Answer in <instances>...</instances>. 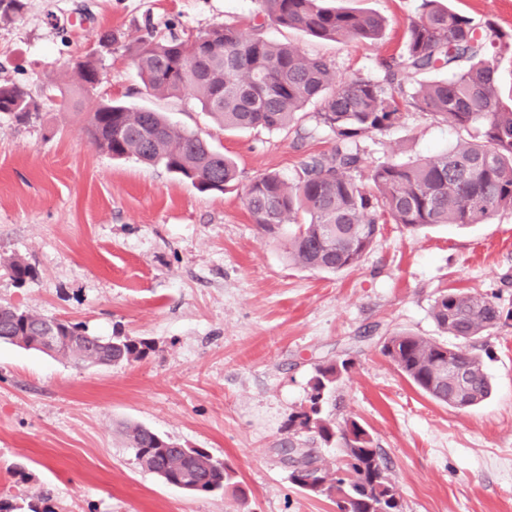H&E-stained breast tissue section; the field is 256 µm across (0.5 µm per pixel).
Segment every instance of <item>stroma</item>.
I'll return each mask as SVG.
<instances>
[{
  "label": "stroma",
  "instance_id": "1",
  "mask_svg": "<svg viewBox=\"0 0 512 512\" xmlns=\"http://www.w3.org/2000/svg\"><path fill=\"white\" fill-rule=\"evenodd\" d=\"M0 23V85L38 105L0 113V304L152 341L143 360L79 368L0 343V501L14 512H336L296 489L275 448L306 404L314 367H353L327 410L364 425L381 448L402 512H512V320L483 339L492 383L481 404L430 399L384 357L379 337L411 332L455 345L432 316L458 289L512 309V211L464 227L383 225L360 263L336 274L289 263L284 241L253 224L240 190L199 192L163 166L115 159L90 142L97 103L164 112L231 157L240 182L294 181L335 136L305 112L299 128L227 132L188 96L142 92L127 47L154 32L188 40L218 24H252L256 0H25ZM388 20L375 42H319L267 24L265 35L324 55L348 78L374 79L400 52L415 0H335ZM474 24L512 31V0H449ZM100 55L101 84L63 103L72 64ZM472 131L421 112L360 143L365 167L452 149ZM33 270L18 283L9 264ZM145 426L224 460L246 489L192 495L143 470L122 429Z\"/></svg>",
  "mask_w": 512,
  "mask_h": 512
}]
</instances>
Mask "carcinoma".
Here are the masks:
<instances>
[{"label": "carcinoma", "instance_id": "carcinoma-1", "mask_svg": "<svg viewBox=\"0 0 512 512\" xmlns=\"http://www.w3.org/2000/svg\"><path fill=\"white\" fill-rule=\"evenodd\" d=\"M260 23L247 28L218 25L186 42L150 33L129 47L145 91L152 96L195 98L226 131H280L315 107L317 123L331 130L336 145L301 165L288 183L276 173L255 177L245 186L243 202L253 223L276 239L288 230V260L314 270L336 273L357 265L371 249L380 225L408 229L441 224L485 223L512 211V105L496 94L492 60L512 53V31L488 21L478 26L442 0H418L404 50L381 63L376 79H346L317 54L264 35V20L300 30L317 41H374L386 20L371 10L336 7L331 0H259ZM23 0H0V20L22 15ZM74 87L83 94L102 80L99 61L87 55L73 68ZM446 77L425 80L431 72ZM36 102L16 86H0V112L26 121ZM97 121L88 126L93 145L114 158L133 157L159 164L199 191L218 193L239 187L236 163L193 131L181 129L160 112L122 103L96 105ZM405 112H422L461 128L477 130V139L457 144L437 156L412 162H383L368 174L358 143L383 132ZM437 326L471 346L464 350L399 332L384 338L381 353L432 400L459 408L486 399L491 383L479 340L512 318L482 294L444 291L432 306ZM47 318L12 305L0 307V342L32 340ZM152 350L144 339L121 334L83 338L62 344L59 356L73 364L106 359L113 365L140 361ZM452 361L465 375L468 394L460 395L434 370ZM351 368L348 359L315 366L308 405L288 415V440L277 449L291 483L313 496H336L337 512H402L400 494L386 474L381 449L354 420L338 426L325 413L331 391ZM141 468L178 479L206 465L199 494L231 488L246 491L224 461L202 450L186 455L181 443L157 440L142 425L123 430ZM343 439L344 459L332 469L315 445Z\"/></svg>", "mask_w": 512, "mask_h": 512}]
</instances>
